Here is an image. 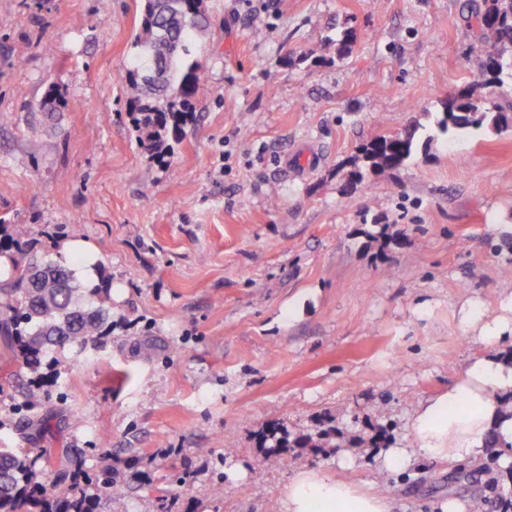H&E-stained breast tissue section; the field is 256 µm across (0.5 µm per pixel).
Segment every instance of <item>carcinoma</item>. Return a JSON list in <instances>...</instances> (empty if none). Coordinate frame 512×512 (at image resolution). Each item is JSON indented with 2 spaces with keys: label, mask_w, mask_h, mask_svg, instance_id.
I'll use <instances>...</instances> for the list:
<instances>
[{
  "label": "carcinoma",
  "mask_w": 512,
  "mask_h": 512,
  "mask_svg": "<svg viewBox=\"0 0 512 512\" xmlns=\"http://www.w3.org/2000/svg\"><path fill=\"white\" fill-rule=\"evenodd\" d=\"M479 35L470 52L483 59L479 80L443 103L436 125L442 132L486 126L496 132L512 127V116L494 100L475 93L512 79V0H482L474 15ZM207 18L190 10L189 0H144L140 32L136 35L128 69V90L136 103L133 121L140 147L151 155L167 148L168 137L183 132L194 112L193 99L200 76L190 60L196 36L205 31ZM416 134L383 136L367 144L362 153L372 172L403 165L415 153ZM0 336L17 358L43 384L45 367L55 371L60 360L51 352L66 346L82 351L112 334V281L83 288L74 267L83 264L37 255L22 244L0 220ZM274 448L318 447L330 444L322 437L298 435L292 439L279 427L262 438ZM37 460L19 448H0V512H100V495L126 490L123 472L109 468L103 477L62 470L53 484L38 480Z\"/></svg>",
  "instance_id": "cac0c4a2"
}]
</instances>
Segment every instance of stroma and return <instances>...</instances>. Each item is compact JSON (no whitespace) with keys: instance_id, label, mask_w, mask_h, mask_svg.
<instances>
[{"instance_id":"obj_1","label":"stroma","mask_w":512,"mask_h":512,"mask_svg":"<svg viewBox=\"0 0 512 512\" xmlns=\"http://www.w3.org/2000/svg\"><path fill=\"white\" fill-rule=\"evenodd\" d=\"M473 6L203 0L195 119L160 163L127 105L142 0H0V217L51 257L78 226L113 322L39 388L0 337V448L38 454L45 482L123 469L103 512H162L176 467L172 512H278L303 469L386 487L390 512H506L495 449L393 476L371 442L408 446L419 402L490 351L465 312L512 304V129L436 126L482 67ZM410 131L429 149L353 178L362 145ZM276 423L343 438L273 457Z\"/></svg>"}]
</instances>
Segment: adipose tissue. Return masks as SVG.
Here are the masks:
<instances>
[{"instance_id": "1", "label": "adipose tissue", "mask_w": 512, "mask_h": 512, "mask_svg": "<svg viewBox=\"0 0 512 512\" xmlns=\"http://www.w3.org/2000/svg\"><path fill=\"white\" fill-rule=\"evenodd\" d=\"M410 431L411 447L383 450L389 473L404 472L419 457L476 460L492 442L501 468L512 467V358L492 351L475 360L447 390L419 404ZM279 512H388V503L371 485L302 470L289 481Z\"/></svg>"}]
</instances>
